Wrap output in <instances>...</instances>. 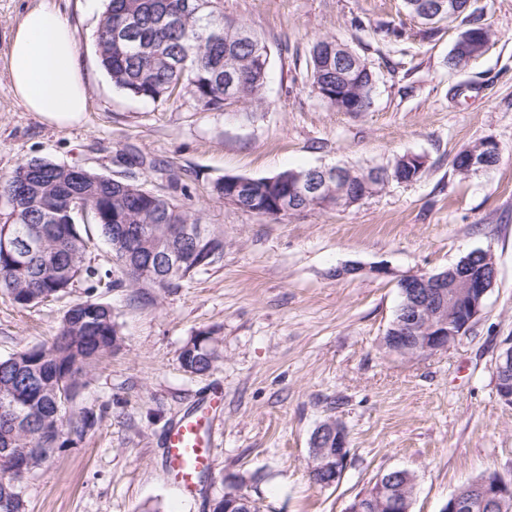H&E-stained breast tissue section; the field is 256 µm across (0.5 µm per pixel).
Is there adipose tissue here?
I'll return each instance as SVG.
<instances>
[{
	"mask_svg": "<svg viewBox=\"0 0 512 512\" xmlns=\"http://www.w3.org/2000/svg\"><path fill=\"white\" fill-rule=\"evenodd\" d=\"M8 76L17 101L57 125L80 120L88 89L73 29L57 9L27 10L14 29Z\"/></svg>",
	"mask_w": 512,
	"mask_h": 512,
	"instance_id": "ef3b65f1",
	"label": "adipose tissue"
}]
</instances>
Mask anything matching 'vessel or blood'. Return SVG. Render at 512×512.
I'll return each mask as SVG.
<instances>
[{
	"mask_svg": "<svg viewBox=\"0 0 512 512\" xmlns=\"http://www.w3.org/2000/svg\"><path fill=\"white\" fill-rule=\"evenodd\" d=\"M223 407V393L212 392L166 434L163 466L186 494H194L199 489L201 474L209 467L208 446L214 419Z\"/></svg>",
	"mask_w": 512,
	"mask_h": 512,
	"instance_id": "b4317fda",
	"label": "vessel or blood"
}]
</instances>
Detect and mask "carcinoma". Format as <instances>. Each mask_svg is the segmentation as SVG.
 <instances>
[{
    "instance_id": "cac0c4a2",
    "label": "carcinoma",
    "mask_w": 512,
    "mask_h": 512,
    "mask_svg": "<svg viewBox=\"0 0 512 512\" xmlns=\"http://www.w3.org/2000/svg\"><path fill=\"white\" fill-rule=\"evenodd\" d=\"M334 43L322 37L310 50L311 91L319 88L331 97L338 80H369L357 68L336 75V60L328 52ZM484 51L479 43L467 59L448 58V67L464 69ZM95 52L113 86L134 98L156 102L185 90L203 109L222 111L224 77L234 70L232 91L240 104L253 111L263 105L268 47L245 24L224 18L222 0H105ZM74 199L88 210V223L98 227L115 258L127 249L130 227L144 236L145 258L151 260L146 283L163 287L184 280L224 253L223 236L212 231L197 253H187L179 274L165 277L164 252L154 250L155 240L170 228L202 223L199 213L135 183L31 159L0 182V291L16 304L37 305L96 275L85 262L82 225L63 217ZM33 235L44 246L30 251L22 243ZM120 336L112 305L86 299L65 312L50 344L0 358V458L7 448L18 460L25 449H39L32 466L16 468L11 483L0 482V512H24L25 484L57 446V431L65 432L69 443L83 439L92 415H71L68 405L83 379L119 347ZM208 340L202 335L187 341L180 352L184 370L211 369L218 352Z\"/></svg>"
}]
</instances>
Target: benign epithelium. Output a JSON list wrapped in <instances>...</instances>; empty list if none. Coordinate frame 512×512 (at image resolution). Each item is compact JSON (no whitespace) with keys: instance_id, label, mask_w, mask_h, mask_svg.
<instances>
[{"instance_id":"7a95c632","label":"benign epithelium","mask_w":512,"mask_h":512,"mask_svg":"<svg viewBox=\"0 0 512 512\" xmlns=\"http://www.w3.org/2000/svg\"><path fill=\"white\" fill-rule=\"evenodd\" d=\"M488 39L482 27L462 30L453 46L454 53L464 54L473 44ZM346 167H317L310 171L290 172L269 181L271 196L264 203H243L250 181L231 176L224 177V202L239 208H248L270 218L280 217L301 200L313 196L334 199L333 209L353 206L365 197L378 192V187L395 181L406 183L405 172L388 168L373 172V180L366 184L346 181ZM497 274L476 273L462 264L455 274V286H448V274L412 272L397 276V287L404 297L398 308V318L388 329L389 351L404 358L432 354L446 350L465 335L482 314L486 296L493 288ZM496 392L500 401L512 406V335L501 340L495 361ZM349 462V437L344 423L335 418L318 425L313 451L309 455V469L322 479V485L337 484ZM415 482L404 473L378 477L377 487L361 493L354 499L348 512H410ZM478 498L498 512L512 509V483L500 478L487 479L475 488ZM224 512H256L249 498L227 494Z\"/></svg>"}]
</instances>
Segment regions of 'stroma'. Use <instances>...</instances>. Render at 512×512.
Here are the masks:
<instances>
[{"label": "stroma", "instance_id": "stroma-1", "mask_svg": "<svg viewBox=\"0 0 512 512\" xmlns=\"http://www.w3.org/2000/svg\"><path fill=\"white\" fill-rule=\"evenodd\" d=\"M47 4L68 18L89 87L81 120L60 127L26 111L7 76L9 43L23 14ZM493 33L461 71L448 56L460 22L422 24L403 0H224L227 19L270 50L264 108L206 111L189 94L157 102L115 88L99 67L95 33L103 0H0V177L45 158L127 180L193 210L224 236V253L165 287L121 285L96 225L86 263L94 277L52 301L23 308L0 292V358L50 343L64 313L94 298L111 303L121 347L72 402L92 413L82 441L54 450L29 479L26 512H212L233 477L260 512H347L392 469L416 476L411 512H441L451 494L494 473L512 481V407L495 391L494 362L512 334V0H473ZM402 29L401 39L386 28ZM336 38L376 81L365 112H339L310 89L313 42ZM498 141L502 161L460 176L456 154ZM136 153L143 164L122 156ZM423 156L420 177L390 183L347 209L272 219L212 199L224 176L286 169L389 166ZM498 275L470 331L415 359L380 345L400 304L399 275L435 272L476 250ZM387 264L388 277L370 274ZM354 264L361 273L337 276ZM218 339L209 372H186L194 336ZM224 394L203 490L184 494L162 468L168 426L211 391ZM345 423L351 456L340 482L315 485L309 441L328 417Z\"/></svg>", "mask_w": 512, "mask_h": 512}]
</instances>
